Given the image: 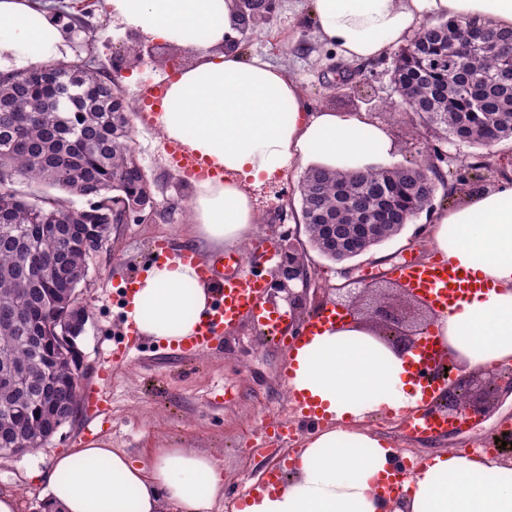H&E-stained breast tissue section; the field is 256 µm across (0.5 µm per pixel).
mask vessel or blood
Returning a JSON list of instances; mask_svg holds the SVG:
<instances>
[{"instance_id": "obj_1", "label": "vessel or blood", "mask_w": 512, "mask_h": 512, "mask_svg": "<svg viewBox=\"0 0 512 512\" xmlns=\"http://www.w3.org/2000/svg\"><path fill=\"white\" fill-rule=\"evenodd\" d=\"M168 154L172 165L189 177L197 178L210 172L208 160L187 151L180 143H169ZM275 256L272 244L262 241L251 255L249 265H242L239 258L230 254L200 265L201 278L213 288L214 305L210 316L195 334L177 344L176 350L181 356L192 358L217 347L224 331L245 318L267 327L272 334L283 336L289 346L334 321L335 310L327 308L316 312L301 329L296 330L292 327L290 313L266 306L264 294L268 282L258 273L257 267L271 262ZM394 273L398 280L441 310L460 300L472 286L468 276L443 261L425 264L405 262L398 265ZM406 429L412 435L437 437L447 433L448 421L432 412L419 410L407 418Z\"/></svg>"}]
</instances>
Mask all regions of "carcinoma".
Returning <instances> with one entry per match:
<instances>
[{
	"label": "carcinoma",
	"instance_id": "cac0c4a2",
	"mask_svg": "<svg viewBox=\"0 0 512 512\" xmlns=\"http://www.w3.org/2000/svg\"><path fill=\"white\" fill-rule=\"evenodd\" d=\"M471 33L490 49L462 57L457 47ZM512 43L482 19L430 23L397 53L394 85L406 111L441 129L448 139L471 148L512 140V65L498 52ZM50 91L39 110L24 108L32 87L16 77H0V455L33 451L54 432L75 420L81 385L62 363L46 384L40 324L57 314L63 296L83 282L93 250L71 240L70 225L59 232L37 223L52 213L70 211L91 225L90 238L106 245L112 234V197L145 192V173L133 148L127 113L130 105L100 71L84 62L61 61L47 76ZM439 153L431 148L420 163L365 172L308 169L299 186L300 213L309 240L326 259L340 263L361 255L349 245L361 240L367 212L386 224L385 242L431 205L445 185ZM57 188L69 194L20 192L14 183ZM87 200L77 208L71 197ZM61 260L79 276L69 289L50 273L49 261Z\"/></svg>",
	"mask_w": 512,
	"mask_h": 512
}]
</instances>
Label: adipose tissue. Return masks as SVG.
I'll list each match as a JSON object with an SVG mask.
<instances>
[{
	"mask_svg": "<svg viewBox=\"0 0 512 512\" xmlns=\"http://www.w3.org/2000/svg\"><path fill=\"white\" fill-rule=\"evenodd\" d=\"M320 40L366 63L404 44L430 17L480 18L512 29V0H312ZM113 23L146 41L192 54L169 83L155 122L162 134L211 161L220 175L197 182L195 235L205 249L250 239L259 216L246 186L300 164L357 171L387 160L385 126L356 112L312 111L299 83L262 58L244 59L235 0H105ZM63 23L40 0H0V76L70 60ZM430 249L483 284L429 324L464 372L512 362V178L438 211ZM124 320L167 343L194 335L212 308L196 263L171 255L134 282ZM399 356L343 319L306 337L291 354L292 393L315 403L325 429L308 435L287 480L238 512H512V461L450 448L430 455L399 497L381 495L393 451L357 429L374 411L423 403ZM224 498L216 461L191 448H155L132 461L103 440L55 458L46 478L50 512H211Z\"/></svg>",
	"mask_w": 512,
	"mask_h": 512,
	"instance_id": "obj_1",
	"label": "adipose tissue"
}]
</instances>
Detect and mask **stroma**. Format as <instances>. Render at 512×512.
Listing matches in <instances>:
<instances>
[{"label": "stroma", "mask_w": 512, "mask_h": 512, "mask_svg": "<svg viewBox=\"0 0 512 512\" xmlns=\"http://www.w3.org/2000/svg\"><path fill=\"white\" fill-rule=\"evenodd\" d=\"M46 8H59L85 17L94 28V56L103 78L123 94L132 86L147 90L174 76L184 56L175 53L170 63L144 61L132 70H116L115 53L124 52L128 37L113 25L103 0H43ZM312 0H276L269 22L247 30L239 49L243 56H258L282 68L302 87L311 109L364 112L387 127L395 145L391 165L418 159L421 151L440 147L447 154L441 171L447 186L437 189L432 207L418 214L392 240L371 252L337 264L313 249L298 222V184L304 174L295 166L273 186H252L248 193L262 216L251 241L237 246L238 254H251L255 242L272 243L278 257H301L311 275L313 294L296 305L287 300L290 281L263 266L269 283L268 306L292 310L302 324L317 309L330 306L345 280L339 269L353 277L382 285L393 278L394 268L405 259L432 261L423 243V230L433 212L451 207L468 193L512 177V140L488 149L456 146L438 141L413 114L399 110L394 88V54L358 64L341 58L320 41L312 15ZM136 83H129V76ZM379 103L397 106L395 116L376 111ZM133 147L151 184L154 209L144 220L112 227L111 240L89 264L88 286L81 292L88 319L76 339L83 373L82 408L75 421L62 427L50 443L35 452L0 456V493L15 496L17 512H42V485L55 456L75 448L84 435L107 440L112 448L133 461L145 459L149 448H195L214 457L224 472V499L212 512H233L243 489L272 468L280 458H293L310 427L300 425L290 405V391L281 379L285 354L251 319L241 320L225 332L219 346L195 358H181L168 345L142 339L132 360L110 366L106 357L124 331L120 289L153 260L157 245L170 252L194 246L190 200L193 180L174 168L165 142L155 126L133 130ZM512 421V393H500L492 411L478 424L438 438L412 437L397 426L394 415L373 414L365 429L393 441L398 448L420 449L429 456L441 448L492 447L505 421ZM296 425L293 443L271 452L266 448L276 422Z\"/></svg>", "instance_id": "obj_1"}]
</instances>
